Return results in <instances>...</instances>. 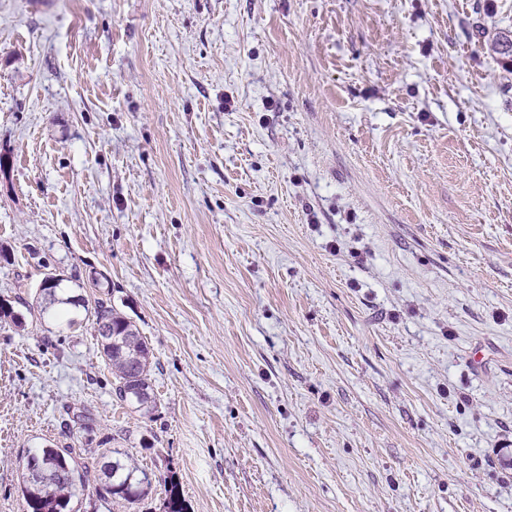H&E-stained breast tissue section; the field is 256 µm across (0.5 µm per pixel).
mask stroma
<instances>
[{
	"label": "stroma",
	"mask_w": 512,
	"mask_h": 512,
	"mask_svg": "<svg viewBox=\"0 0 512 512\" xmlns=\"http://www.w3.org/2000/svg\"><path fill=\"white\" fill-rule=\"evenodd\" d=\"M503 34L512 0H0V512L105 442L189 512H512ZM54 270L107 277L153 412L28 315Z\"/></svg>",
	"instance_id": "obj_1"
}]
</instances>
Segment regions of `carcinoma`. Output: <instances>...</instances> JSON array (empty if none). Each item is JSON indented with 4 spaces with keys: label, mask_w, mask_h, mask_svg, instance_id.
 I'll use <instances>...</instances> for the list:
<instances>
[{
    "label": "carcinoma",
    "mask_w": 512,
    "mask_h": 512,
    "mask_svg": "<svg viewBox=\"0 0 512 512\" xmlns=\"http://www.w3.org/2000/svg\"><path fill=\"white\" fill-rule=\"evenodd\" d=\"M63 277L38 294L39 317H49L59 304L84 310L83 321L90 323L101 356L112 371V393L135 411L157 408L153 389L152 352L133 321L108 300L63 297L58 286ZM21 490L26 512H73L71 501L88 490L100 503L123 501L137 505L155 492L152 478L125 451L112 448L100 454L95 463H81L71 449L47 446L22 464ZM162 512H185L186 504L177 485H164Z\"/></svg>",
    "instance_id": "carcinoma-1"
}]
</instances>
